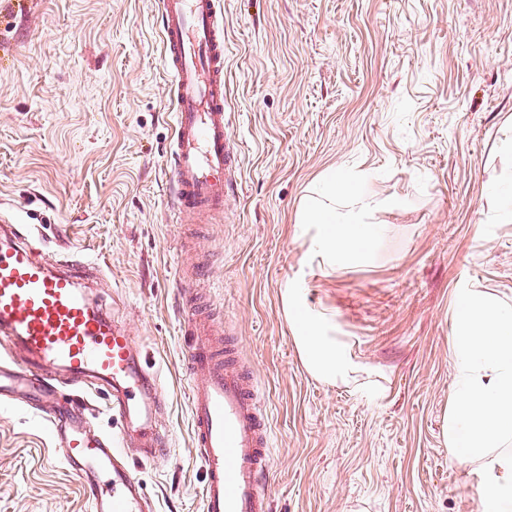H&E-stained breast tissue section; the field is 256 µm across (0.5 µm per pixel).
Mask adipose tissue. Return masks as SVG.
<instances>
[{
    "label": "adipose tissue",
    "mask_w": 512,
    "mask_h": 512,
    "mask_svg": "<svg viewBox=\"0 0 512 512\" xmlns=\"http://www.w3.org/2000/svg\"><path fill=\"white\" fill-rule=\"evenodd\" d=\"M360 198L356 185L332 178L305 205L302 219L313 231L316 252L328 265L360 256L365 250L367 237L360 212L348 205L349 200ZM283 301L308 371L328 384L354 381L359 368L345 346L328 335L324 316L302 309L296 289H286Z\"/></svg>",
    "instance_id": "ef3b65f1"
}]
</instances>
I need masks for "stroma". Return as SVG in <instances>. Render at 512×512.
I'll return each mask as SVG.
<instances>
[{
	"instance_id": "1",
	"label": "stroma",
	"mask_w": 512,
	"mask_h": 512,
	"mask_svg": "<svg viewBox=\"0 0 512 512\" xmlns=\"http://www.w3.org/2000/svg\"><path fill=\"white\" fill-rule=\"evenodd\" d=\"M225 120L241 148L224 216L179 223L158 0H0V207L55 261L90 260L161 373L166 452L129 445L157 512H202L180 360L185 288L254 370L273 433L272 512H483L443 431L462 286L512 303V0H222ZM357 182L372 234L329 267L299 224L324 176ZM363 373L307 370L286 287ZM45 421L0 404V512H90Z\"/></svg>"
}]
</instances>
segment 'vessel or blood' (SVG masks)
<instances>
[{
    "mask_svg": "<svg viewBox=\"0 0 512 512\" xmlns=\"http://www.w3.org/2000/svg\"><path fill=\"white\" fill-rule=\"evenodd\" d=\"M163 65L174 87L170 182L184 223L224 212L238 188L241 157L224 119V27L220 0H159ZM84 268L54 264L12 219L0 220V338L21 362H0V403L18 396L41 412L62 458L88 484L91 512H155L120 451L124 434L88 426L90 397L104 394L112 418H141L149 452L163 441L150 401L160 373L144 368L132 336L81 286ZM182 354L191 440L201 462L203 512H270L266 475L273 437L260 387L223 328L184 310Z\"/></svg>",
    "mask_w": 512,
    "mask_h": 512,
    "instance_id": "b4317fda",
    "label": "vessel or blood"
}]
</instances>
